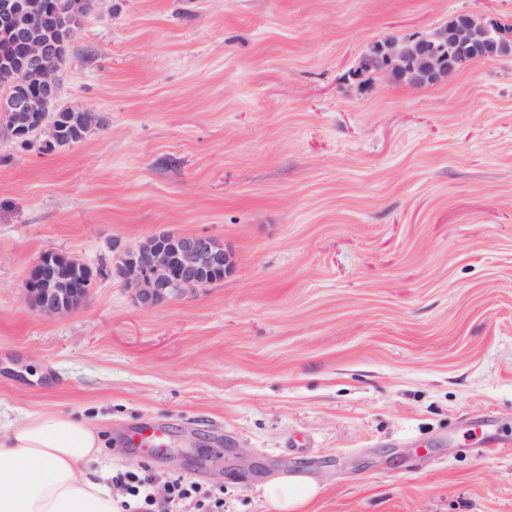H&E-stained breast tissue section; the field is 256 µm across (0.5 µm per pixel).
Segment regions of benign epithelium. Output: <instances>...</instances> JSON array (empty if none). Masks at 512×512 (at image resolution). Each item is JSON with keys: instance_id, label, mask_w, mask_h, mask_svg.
Listing matches in <instances>:
<instances>
[{"instance_id": "7a95c632", "label": "benign epithelium", "mask_w": 512, "mask_h": 512, "mask_svg": "<svg viewBox=\"0 0 512 512\" xmlns=\"http://www.w3.org/2000/svg\"><path fill=\"white\" fill-rule=\"evenodd\" d=\"M96 0H0V29L19 47V53L3 64L14 75L11 85L0 87V116L8 112H44L51 116L61 98L58 77L59 58L71 39L91 13ZM452 43L475 56L505 58L509 43L492 23L477 25L458 22L440 27L426 38L386 37L380 50L367 53L364 62L370 68L389 73L395 80L414 86H428L456 72L467 60L455 58L445 62L437 45ZM180 249V272L174 282L164 285L156 278L171 263L163 247L150 248L125 260L120 275L127 287L134 289L139 304L154 307L170 297H183L205 285L200 271L218 262L231 264L226 252L220 251L215 239L203 235H177ZM55 254L48 250L30 265L24 280V296L41 315L58 317L69 314L86 300L87 288H70L64 279L43 276L45 260Z\"/></svg>"}]
</instances>
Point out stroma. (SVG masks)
Masks as SVG:
<instances>
[{"instance_id": "obj_1", "label": "stroma", "mask_w": 512, "mask_h": 512, "mask_svg": "<svg viewBox=\"0 0 512 512\" xmlns=\"http://www.w3.org/2000/svg\"><path fill=\"white\" fill-rule=\"evenodd\" d=\"M460 14L512 0H97L60 73L84 138H0V420L95 421V470L154 512H199L177 477L276 512L291 476L297 512H512V58L361 68ZM163 231L233 269L145 309L116 266ZM48 249L97 272L55 318L23 295ZM116 481L119 482H126L132 481V484L129 486V494L134 497H138L141 494L142 489V495H141V501L142 506L139 507V510L137 512H153L152 509H150V506H153L154 504V498L152 493L149 489V479H141L138 475H135L131 472L125 473V474H117L115 477ZM315 493V485L300 477L274 481L264 488L265 496L274 503L279 512H294L292 510H296Z\"/></svg>"}]
</instances>
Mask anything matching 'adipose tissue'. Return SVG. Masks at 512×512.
Returning <instances> with one entry per match:
<instances>
[{
  "mask_svg": "<svg viewBox=\"0 0 512 512\" xmlns=\"http://www.w3.org/2000/svg\"><path fill=\"white\" fill-rule=\"evenodd\" d=\"M101 448L95 427L67 412L0 426V512H121L111 486L89 468ZM315 493L300 477L264 489L278 512H296Z\"/></svg>",
  "mask_w": 512,
  "mask_h": 512,
  "instance_id": "ef3b65f1",
  "label": "adipose tissue"
}]
</instances>
